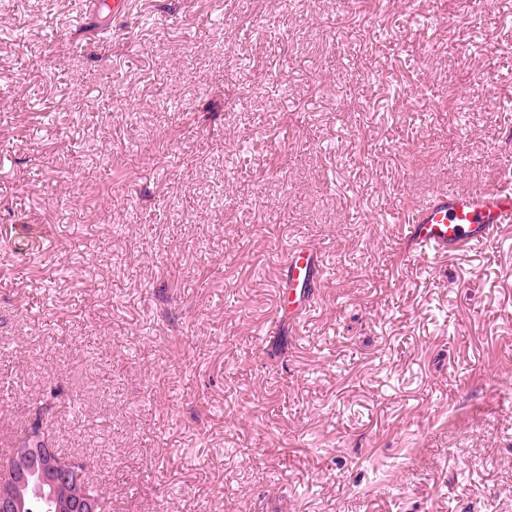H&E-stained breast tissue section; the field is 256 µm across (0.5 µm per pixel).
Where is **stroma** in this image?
Returning <instances> with one entry per match:
<instances>
[{
    "mask_svg": "<svg viewBox=\"0 0 512 512\" xmlns=\"http://www.w3.org/2000/svg\"><path fill=\"white\" fill-rule=\"evenodd\" d=\"M509 155L512 0H0V457L53 390L109 512H512V225L403 237ZM322 269V261L305 243L296 242L288 247L280 281L281 310L288 322L305 311L316 288L315 276Z\"/></svg>",
    "mask_w": 512,
    "mask_h": 512,
    "instance_id": "1",
    "label": "stroma"
}]
</instances>
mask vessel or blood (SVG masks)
Masks as SVG:
<instances>
[{
  "instance_id": "vessel-or-blood-1",
  "label": "vessel or blood",
  "mask_w": 512,
  "mask_h": 512,
  "mask_svg": "<svg viewBox=\"0 0 512 512\" xmlns=\"http://www.w3.org/2000/svg\"><path fill=\"white\" fill-rule=\"evenodd\" d=\"M512 224V181L492 187L451 188L423 200L408 226L417 250L435 257L460 255L496 240ZM320 261L305 243L287 249L282 267L281 309L288 320L301 315L316 286Z\"/></svg>"
}]
</instances>
